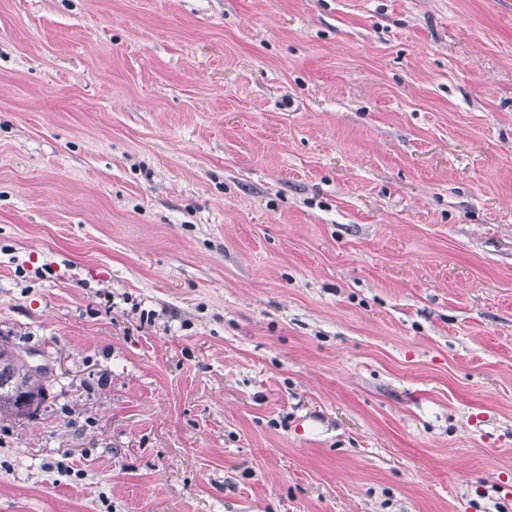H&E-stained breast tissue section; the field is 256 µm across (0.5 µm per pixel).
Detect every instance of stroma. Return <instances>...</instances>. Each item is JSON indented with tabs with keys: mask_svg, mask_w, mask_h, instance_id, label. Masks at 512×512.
Instances as JSON below:
<instances>
[{
	"mask_svg": "<svg viewBox=\"0 0 512 512\" xmlns=\"http://www.w3.org/2000/svg\"><path fill=\"white\" fill-rule=\"evenodd\" d=\"M1 338L0 512H512V0H0ZM2 349L7 351L0 352V362L2 364L6 361L10 362L0 365V417L17 415L14 407L22 394L32 395L24 396L19 401L18 412L33 413L40 402L36 394L42 395L45 392V385L51 373L50 368L47 367L41 371L45 367V359L38 352H29L23 358L17 354L16 359L12 360L16 355L10 352H14L13 349L1 343L0 350Z\"/></svg>",
	"mask_w": 512,
	"mask_h": 512,
	"instance_id": "35a3bbf8",
	"label": "stroma"
}]
</instances>
